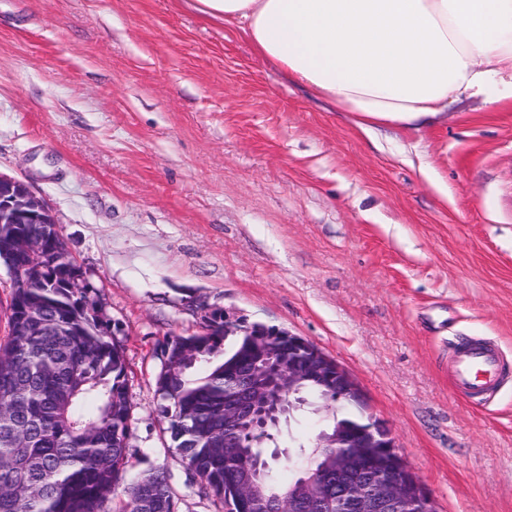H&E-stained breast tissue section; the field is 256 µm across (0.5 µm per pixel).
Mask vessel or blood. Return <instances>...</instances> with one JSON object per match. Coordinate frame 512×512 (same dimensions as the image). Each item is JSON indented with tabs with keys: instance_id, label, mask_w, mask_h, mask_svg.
Returning a JSON list of instances; mask_svg holds the SVG:
<instances>
[{
	"instance_id": "b4317fda",
	"label": "vessel or blood",
	"mask_w": 512,
	"mask_h": 512,
	"mask_svg": "<svg viewBox=\"0 0 512 512\" xmlns=\"http://www.w3.org/2000/svg\"><path fill=\"white\" fill-rule=\"evenodd\" d=\"M504 363L496 348L473 342L452 350L448 358V378L463 397L476 399L502 379Z\"/></svg>"
}]
</instances>
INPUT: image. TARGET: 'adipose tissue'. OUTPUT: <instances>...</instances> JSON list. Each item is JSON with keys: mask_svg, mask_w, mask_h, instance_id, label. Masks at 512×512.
Returning <instances> with one entry per match:
<instances>
[{"mask_svg": "<svg viewBox=\"0 0 512 512\" xmlns=\"http://www.w3.org/2000/svg\"><path fill=\"white\" fill-rule=\"evenodd\" d=\"M262 57L364 119L512 102V0H198Z\"/></svg>", "mask_w": 512, "mask_h": 512, "instance_id": "adipose-tissue-1", "label": "adipose tissue"}]
</instances>
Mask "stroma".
<instances>
[{"instance_id": "obj_1", "label": "stroma", "mask_w": 512, "mask_h": 512, "mask_svg": "<svg viewBox=\"0 0 512 512\" xmlns=\"http://www.w3.org/2000/svg\"><path fill=\"white\" fill-rule=\"evenodd\" d=\"M0 174L52 209L120 329L128 477L224 512L172 448L162 345L218 309L363 389L437 512H512V372L452 390L459 342L512 363V105L428 123L312 98L195 0H0Z\"/></svg>"}]
</instances>
